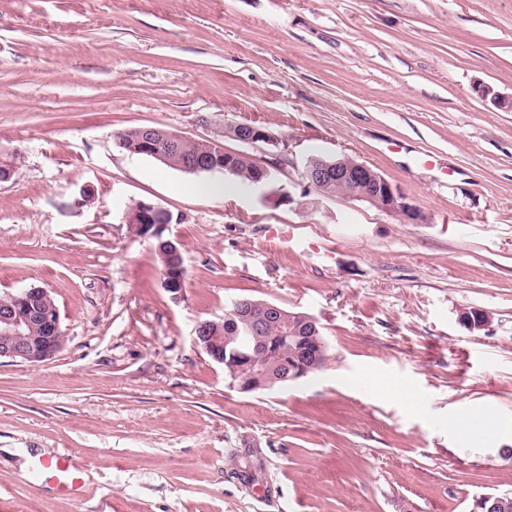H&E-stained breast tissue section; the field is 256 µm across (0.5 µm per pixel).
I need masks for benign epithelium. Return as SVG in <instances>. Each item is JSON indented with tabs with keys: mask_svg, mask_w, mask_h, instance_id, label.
Listing matches in <instances>:
<instances>
[{
	"mask_svg": "<svg viewBox=\"0 0 512 512\" xmlns=\"http://www.w3.org/2000/svg\"><path fill=\"white\" fill-rule=\"evenodd\" d=\"M478 95L490 100L500 108H512L509 100L489 85H480ZM221 137H229L244 144L256 145L258 143L278 146L279 142L265 129L250 123L228 124L221 132ZM186 137L170 130L163 131L159 137L153 130H147L143 145L139 153L165 159L167 150L185 141ZM213 145L211 154L204 158L191 160L181 166L186 172H214L222 171L233 175L236 173L237 159L241 156L239 151L224 149V144L218 139L210 140ZM303 178L320 191L328 184L336 183L340 195L361 202H366L385 212L396 215L412 224L426 221V217L416 206L411 204L400 189L391 183L383 174L370 166L350 157H341L333 160L316 161L307 159L302 173ZM135 223L150 222L158 216L173 220V214L151 202L139 201L133 206ZM43 288H28L14 293V305L8 309L0 310V359L9 358L16 362L42 363L54 358L60 347V321L56 309L46 308L41 304ZM227 319H240L244 324V331L252 336L262 332L265 326L275 321L280 324L283 333L281 341L299 342L302 328L313 332L319 331L318 321L308 314L284 315V311L274 303L267 301H251L239 299L233 302L229 311L225 312ZM461 322L468 330L481 331L488 327L490 314L478 308H471L460 313ZM37 321L43 327L46 336L32 344L22 339V329L30 322ZM196 343L217 363L224 362V354L214 350L212 339L206 336V323L201 322L195 328ZM232 356L244 361L249 366L247 375L234 377L230 385L243 391L252 392L274 387L269 369L262 361L252 359V355L245 350H236ZM321 356L318 354L303 353V356H294L286 364L281 382L296 381L319 366Z\"/></svg>",
	"mask_w": 512,
	"mask_h": 512,
	"instance_id": "obj_1",
	"label": "benign epithelium"
}]
</instances>
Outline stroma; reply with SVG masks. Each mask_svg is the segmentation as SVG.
Returning <instances> with one entry per match:
<instances>
[{
  "label": "stroma",
  "mask_w": 512,
  "mask_h": 512,
  "mask_svg": "<svg viewBox=\"0 0 512 512\" xmlns=\"http://www.w3.org/2000/svg\"><path fill=\"white\" fill-rule=\"evenodd\" d=\"M481 84L512 97V0H0V295L46 289L65 336L49 361L0 359V512H469L512 491V432L451 426L512 421V110ZM238 122L283 141L224 142L277 167L266 192L188 194L221 173L113 138ZM343 155L426 222L306 186L307 158ZM141 200L180 218L181 299L128 226ZM241 298L315 317L323 368L231 388L194 329ZM37 449L85 494L32 478ZM40 476L52 481L64 499L77 498L82 492L81 472L71 464L69 457H59L43 463Z\"/></svg>",
  "instance_id": "1"
}]
</instances>
